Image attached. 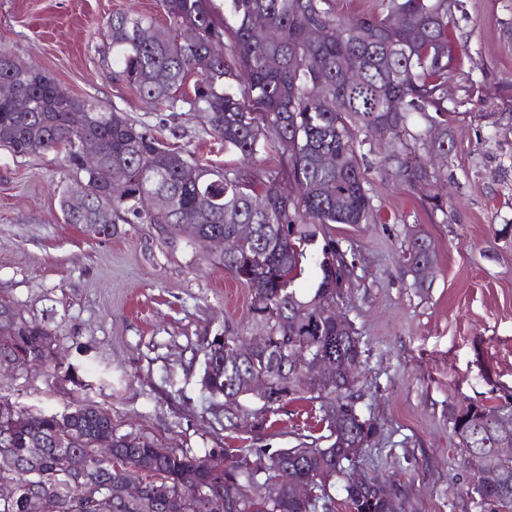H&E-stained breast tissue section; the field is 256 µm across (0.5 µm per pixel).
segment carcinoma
Instances as JSON below:
<instances>
[{"label":"carcinoma","mask_w":512,"mask_h":512,"mask_svg":"<svg viewBox=\"0 0 512 512\" xmlns=\"http://www.w3.org/2000/svg\"><path fill=\"white\" fill-rule=\"evenodd\" d=\"M168 23L114 12L102 35L112 50V80L136 90L156 112H175L183 105L200 112L209 129L224 140V149L251 161L268 143L288 142L291 150L278 170L215 171L162 145L122 111L94 101L62 95L45 74L0 48V147L15 155L48 150L64 153L72 183L60 190L67 224L82 226L93 237H110L115 225L158 224L171 238L182 237L200 248L214 235L232 236L239 224L256 225L257 234L231 256H218L250 293L247 326L205 342L202 386L214 396L240 389L255 362L270 365V411L305 396L319 404L330 434L327 445L303 440L291 448L259 449L256 458L287 464V475L274 488L272 475L259 466L233 469L224 450L205 457L187 448H169L138 433L115 436L112 458L99 457L94 440L113 433L110 412L94 402L62 413L32 412L14 407L0 415V456L29 454L35 438L43 440L38 470L29 475L0 467V482L15 483L18 493L0 512H32L27 485L36 483L46 512H75L85 485H102L105 493L92 512H224L234 496L238 512H336L331 492L317 488L312 500L293 498L298 480L315 482L320 470H336V481L349 512H386L378 494L354 484L350 455L379 429L359 406L361 340L355 326L336 325L319 316V308L336 288L353 286V264L336 240L324 239L319 255L320 281L313 293L294 288L302 274L307 248L328 224H363L373 214L366 188L360 147L371 136L389 138L384 165L410 186L430 177L422 154L446 156L454 148L448 129V76L454 62L449 24L461 0H374L373 11L358 19L336 12L335 0H226L235 20L233 41L223 55L222 29L209 0H159ZM264 18L258 29L253 17ZM315 26L313 42L307 29ZM276 57L273 69L267 60ZM198 76L194 95L178 91L188 76ZM83 112L81 126L70 115ZM413 113L433 114L423 132L409 128ZM101 143L102 157L87 169L77 151L84 140ZM327 155L324 167L319 157ZM263 185V192L254 190ZM145 194L166 198L169 205L148 212ZM192 212L197 221L182 223ZM436 253L425 236L413 234L405 260L412 286L431 287L423 269ZM57 330L17 317L0 305V357L21 366L50 358ZM259 337L252 357L228 363L224 337ZM321 351L336 361V375L321 388L310 387L301 374L273 357L291 350ZM459 439L463 465L471 478L467 498L499 512L512 510V456L495 449L512 444V402L477 403L448 409ZM66 449L84 466L68 475L55 468V456ZM141 479L148 496L128 503V481Z\"/></svg>","instance_id":"cac0c4a2"}]
</instances>
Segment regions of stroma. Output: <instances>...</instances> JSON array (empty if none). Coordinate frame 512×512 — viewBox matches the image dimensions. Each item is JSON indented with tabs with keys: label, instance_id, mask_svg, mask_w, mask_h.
Returning a JSON list of instances; mask_svg holds the SVG:
<instances>
[{
	"label": "stroma",
	"instance_id": "obj_1",
	"mask_svg": "<svg viewBox=\"0 0 512 512\" xmlns=\"http://www.w3.org/2000/svg\"><path fill=\"white\" fill-rule=\"evenodd\" d=\"M117 10L161 15L157 0H0V47L203 164L242 167L202 114L152 111L113 82L98 28ZM450 28L456 147L439 178L410 189L383 165V141L373 142L372 218L327 227L354 259L343 310L361 339L360 406L380 428L363 468L400 486L402 512H483L463 492L469 475L448 408L512 395V0H462ZM70 176L63 154L0 149V304L60 328L55 364L0 373V396L46 412L93 401L111 413L114 434L142 433L200 456L326 434L311 401L263 415L249 399L246 418L202 388V343L248 323L247 288L159 225L120 224L94 239L65 223L56 188ZM434 196L444 211L432 210ZM416 229L436 249L425 292L412 288L402 259Z\"/></svg>",
	"mask_w": 512,
	"mask_h": 512
}]
</instances>
